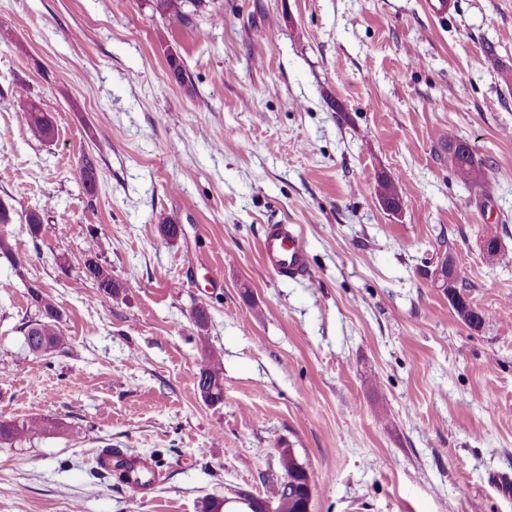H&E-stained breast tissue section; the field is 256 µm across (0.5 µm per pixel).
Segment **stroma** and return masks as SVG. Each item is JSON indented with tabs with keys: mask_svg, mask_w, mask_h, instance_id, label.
<instances>
[{
	"mask_svg": "<svg viewBox=\"0 0 512 512\" xmlns=\"http://www.w3.org/2000/svg\"><path fill=\"white\" fill-rule=\"evenodd\" d=\"M510 69L512 0L441 18L423 0H204L175 26L150 0H0V202L23 264L0 256V420L62 426L0 444V512H205L262 494L284 448L311 512H512V262L480 247L491 225L512 255ZM30 100L51 140L27 133ZM450 133L482 183L454 174ZM268 224L293 225L309 279L265 267ZM448 253L480 328L427 277ZM90 260L121 285L110 303ZM32 284L64 352L23 345ZM105 448L159 455L154 489L93 477ZM377 196L381 202H385L392 207H398L403 198V188L398 183L387 176H382L378 180ZM193 319L198 328L199 340L202 350L198 360V382L197 387L200 391H206L207 395H201L202 399L210 404L217 405L224 400V380L223 369L220 358L214 350L208 345L207 327L208 315L202 308H196L193 313Z\"/></svg>",
	"mask_w": 512,
	"mask_h": 512,
	"instance_id": "1",
	"label": "stroma"
}]
</instances>
